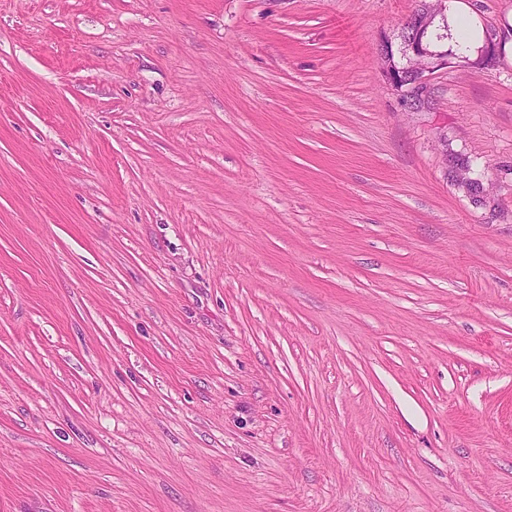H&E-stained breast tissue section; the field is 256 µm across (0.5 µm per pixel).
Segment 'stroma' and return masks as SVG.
Returning <instances> with one entry per match:
<instances>
[{
	"label": "stroma",
	"instance_id": "35a3bbf8",
	"mask_svg": "<svg viewBox=\"0 0 512 512\" xmlns=\"http://www.w3.org/2000/svg\"><path fill=\"white\" fill-rule=\"evenodd\" d=\"M416 7L0 0V512H512V57L402 96Z\"/></svg>",
	"mask_w": 512,
	"mask_h": 512
}]
</instances>
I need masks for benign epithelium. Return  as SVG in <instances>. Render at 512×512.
<instances>
[{
    "mask_svg": "<svg viewBox=\"0 0 512 512\" xmlns=\"http://www.w3.org/2000/svg\"><path fill=\"white\" fill-rule=\"evenodd\" d=\"M448 21V0H420L397 34L396 40H380L377 58L385 79L404 96L423 95L431 75L448 67L457 55L430 39Z\"/></svg>",
    "mask_w": 512,
    "mask_h": 512,
    "instance_id": "7a95c632",
    "label": "benign epithelium"
}]
</instances>
